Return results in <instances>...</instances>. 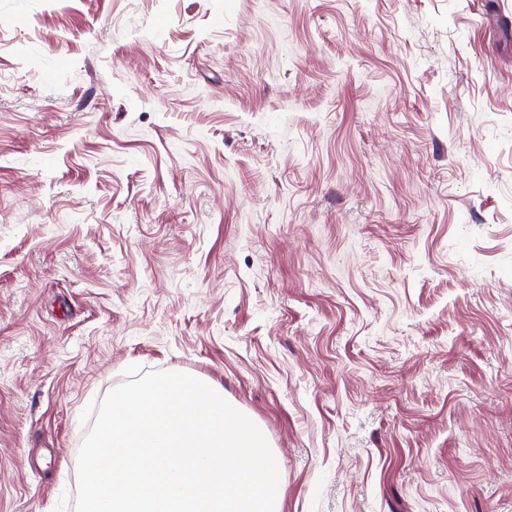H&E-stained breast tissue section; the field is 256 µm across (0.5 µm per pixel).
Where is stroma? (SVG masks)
I'll list each match as a JSON object with an SVG mask.
<instances>
[{"mask_svg":"<svg viewBox=\"0 0 512 512\" xmlns=\"http://www.w3.org/2000/svg\"><path fill=\"white\" fill-rule=\"evenodd\" d=\"M132 364L281 512H512V0H0V512Z\"/></svg>","mask_w":512,"mask_h":512,"instance_id":"stroma-1","label":"stroma"}]
</instances>
